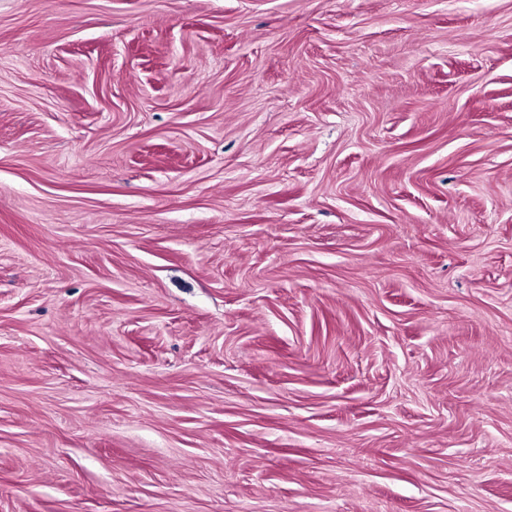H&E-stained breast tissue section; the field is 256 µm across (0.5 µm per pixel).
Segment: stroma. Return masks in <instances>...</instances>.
Returning a JSON list of instances; mask_svg holds the SVG:
<instances>
[{
    "label": "stroma",
    "instance_id": "stroma-1",
    "mask_svg": "<svg viewBox=\"0 0 512 512\" xmlns=\"http://www.w3.org/2000/svg\"><path fill=\"white\" fill-rule=\"evenodd\" d=\"M0 512H512V0H0Z\"/></svg>",
    "mask_w": 512,
    "mask_h": 512
}]
</instances>
